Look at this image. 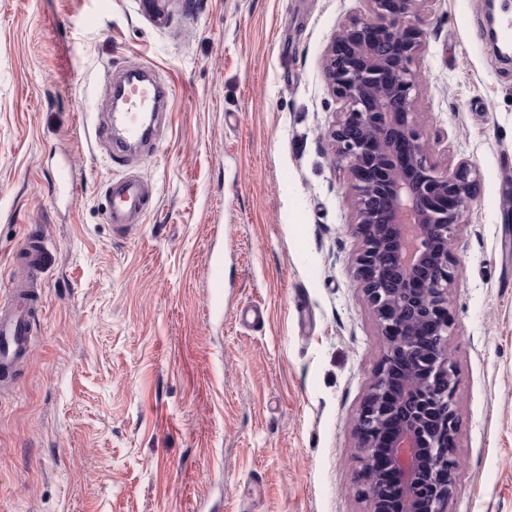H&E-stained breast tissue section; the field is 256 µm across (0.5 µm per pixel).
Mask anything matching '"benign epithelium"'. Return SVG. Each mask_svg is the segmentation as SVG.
<instances>
[{
	"label": "benign epithelium",
	"mask_w": 512,
	"mask_h": 512,
	"mask_svg": "<svg viewBox=\"0 0 512 512\" xmlns=\"http://www.w3.org/2000/svg\"><path fill=\"white\" fill-rule=\"evenodd\" d=\"M332 39L324 78L343 103L327 141L353 190L356 277L387 347L356 419L357 476L369 512H448L457 413L448 353L450 244L474 198L477 167L430 161L412 68L424 39L418 0H367ZM397 474L383 478L379 463Z\"/></svg>",
	"instance_id": "benign-epithelium-1"
}]
</instances>
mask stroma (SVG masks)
I'll return each mask as SVG.
<instances>
[{
  "instance_id": "35a3bbf8",
  "label": "stroma",
  "mask_w": 512,
  "mask_h": 512,
  "mask_svg": "<svg viewBox=\"0 0 512 512\" xmlns=\"http://www.w3.org/2000/svg\"><path fill=\"white\" fill-rule=\"evenodd\" d=\"M483 0H420L438 172L479 170L449 290L448 512H512V63ZM365 0H0V297L43 307L0 388V512H368L356 417L386 350L356 278L323 63ZM152 74L156 136L111 162V79ZM68 166L76 194L55 191ZM150 192L108 224L110 180ZM224 258L208 309L209 253Z\"/></svg>"
}]
</instances>
